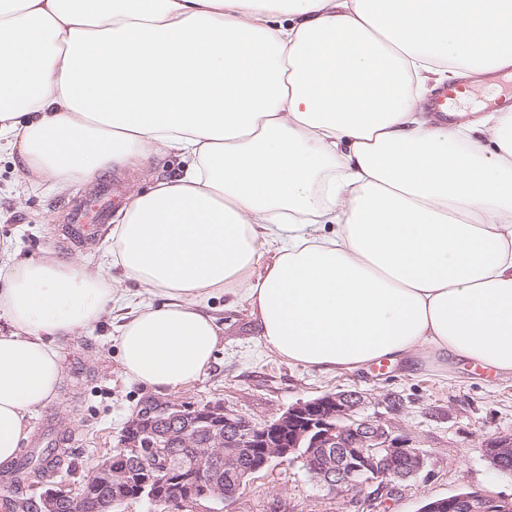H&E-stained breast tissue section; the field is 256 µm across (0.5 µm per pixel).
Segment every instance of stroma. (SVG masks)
Wrapping results in <instances>:
<instances>
[{
    "label": "stroma",
    "mask_w": 512,
    "mask_h": 512,
    "mask_svg": "<svg viewBox=\"0 0 512 512\" xmlns=\"http://www.w3.org/2000/svg\"><path fill=\"white\" fill-rule=\"evenodd\" d=\"M185 161L160 154L122 170L126 193L181 175ZM77 185L58 191L26 172L16 155L0 151V241H11L23 258L46 252L97 266L109 244L100 236L76 247L64 239L69 197L85 193ZM125 301L77 336L61 341L64 380L46 411H57L76 440L50 484L78 490L97 464L116 450L137 410L160 393L128 379L121 363L119 336L126 318L149 299L130 284ZM205 311L220 326L215 359L199 381L175 393L190 406L219 404L261 426L291 405L327 393H366L371 409L389 413L414 447L428 454L425 470L402 483L383 512H419L428 501L462 491L512 498V475L492 469L487 439L512 435V377L485 375L465 360L442 362L424 353L387 364L385 369L319 372L282 361L266 349L260 327L243 297L218 291ZM223 512H373L367 502L349 507L318 485L302 461H275L252 474Z\"/></svg>",
    "instance_id": "obj_1"
}]
</instances>
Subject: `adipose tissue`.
<instances>
[{"label": "adipose tissue", "instance_id": "obj_1", "mask_svg": "<svg viewBox=\"0 0 512 512\" xmlns=\"http://www.w3.org/2000/svg\"><path fill=\"white\" fill-rule=\"evenodd\" d=\"M512 68V0H0V141L57 187L175 152L97 268L0 248V463L56 395L61 340L112 278L161 297L122 326L130 379L214 360L201 306L244 293L284 361L426 349L512 375V110L420 103Z\"/></svg>", "mask_w": 512, "mask_h": 512}]
</instances>
